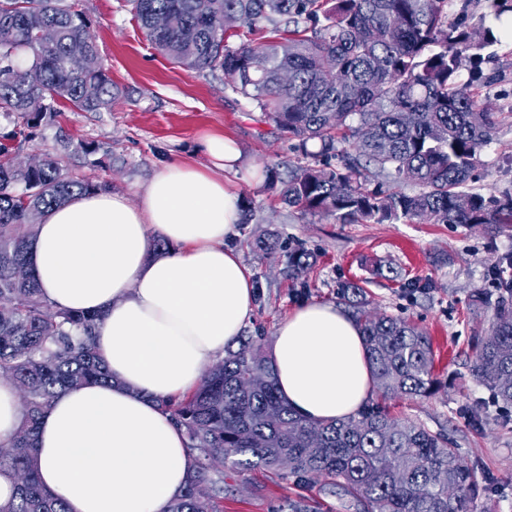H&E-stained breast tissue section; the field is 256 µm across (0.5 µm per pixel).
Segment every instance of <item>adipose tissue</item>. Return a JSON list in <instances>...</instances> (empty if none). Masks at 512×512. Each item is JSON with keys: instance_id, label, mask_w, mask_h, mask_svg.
<instances>
[{"instance_id": "ef3b65f1", "label": "adipose tissue", "mask_w": 512, "mask_h": 512, "mask_svg": "<svg viewBox=\"0 0 512 512\" xmlns=\"http://www.w3.org/2000/svg\"><path fill=\"white\" fill-rule=\"evenodd\" d=\"M201 143L208 165L165 163L139 205L99 190L38 226L42 292L57 308L99 313L96 347L112 374L59 393L35 441L39 483L68 512H164L182 494L193 459L157 401L194 392L252 320L254 274L232 245L241 213L228 175L240 152L223 134ZM271 361L284 402L312 421L353 416L375 391L357 321L331 304L288 311Z\"/></svg>"}]
</instances>
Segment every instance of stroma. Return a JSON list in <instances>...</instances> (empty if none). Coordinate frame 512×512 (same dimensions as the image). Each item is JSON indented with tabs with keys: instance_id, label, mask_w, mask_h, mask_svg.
I'll return each mask as SVG.
<instances>
[{
	"instance_id": "obj_1",
	"label": "stroma",
	"mask_w": 512,
	"mask_h": 512,
	"mask_svg": "<svg viewBox=\"0 0 512 512\" xmlns=\"http://www.w3.org/2000/svg\"><path fill=\"white\" fill-rule=\"evenodd\" d=\"M82 10L118 90L117 100L108 112L61 108L52 125L24 143V154L55 152L61 132L99 144L101 163L73 156L64 162L65 174L125 194L134 205L162 163L204 162L200 136L205 132L234 139L245 171L258 166L267 173L282 162L302 163L292 141L255 103L225 89L222 72L173 64L152 48L127 0H82ZM493 15L491 0H448L449 21L464 22L471 38H479ZM485 52L484 77L474 89L502 119L481 151L470 186L484 198L502 199L512 196V46L499 37ZM235 184L241 204L254 210L253 220L239 225L233 242L252 269L257 290L245 335L271 344L288 310L306 302L338 304L340 284L358 282L371 308L411 321L433 342L439 389L428 397L388 400L391 416L449 436L486 489L478 507L512 512V409L491 404L488 388L471 372L472 343L489 330L493 311L470 304L474 291L495 292L493 267L499 257L512 253V227L301 220L266 184L241 178ZM272 236L283 239L284 248L260 250L259 241ZM294 248L316 258L315 266L296 280L288 276V252ZM477 402L485 405L479 425L466 411ZM224 482V512H286L289 500L300 496L315 512H356L349 497L324 490L318 480L297 483L228 468Z\"/></svg>"
}]
</instances>
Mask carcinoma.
Masks as SVG:
<instances>
[{
    "label": "carcinoma",
    "instance_id": "carcinoma-1",
    "mask_svg": "<svg viewBox=\"0 0 512 512\" xmlns=\"http://www.w3.org/2000/svg\"><path fill=\"white\" fill-rule=\"evenodd\" d=\"M148 42L171 61L224 73L233 92L250 99L308 158L273 171L267 189L300 217L327 216L339 224L408 223L512 226V198L487 200L468 187L481 149L500 113L473 89L482 77L481 44L448 22V0H128ZM78 3L0 0V116L13 123L0 143V372L22 390L23 420L0 443V471L16 492L0 512H68L39 487L34 432L63 390L110 384L97 354L96 313L54 308L31 269L30 244L49 209L97 189L63 173L70 155L90 158L101 147L59 135L61 152L32 168L13 141H26L54 122L59 106L110 112L117 95L108 73L81 75L67 65L80 41L98 53ZM168 25L157 28L153 18ZM263 33L262 41L228 44L224 16ZM56 31L51 44L37 33ZM469 80H461L463 69ZM316 142L319 149L308 150ZM407 181L415 193L379 195L370 175ZM311 267L310 254L288 252V277ZM496 301L477 291L472 302L494 306L489 331L477 340L472 373L494 399L512 406V254L498 259ZM339 299L354 308L383 397L434 393V350L414 324L367 309L364 288L341 285ZM249 374L267 384L244 385ZM185 432L193 470L165 512H224V467L325 478L360 512H476L474 471L458 464L448 436L406 421L387 434L391 416L368 405L336 422H312L279 396L271 359L258 340L243 339L181 399L160 401Z\"/></svg>",
    "mask_w": 512,
    "mask_h": 512
}]
</instances>
